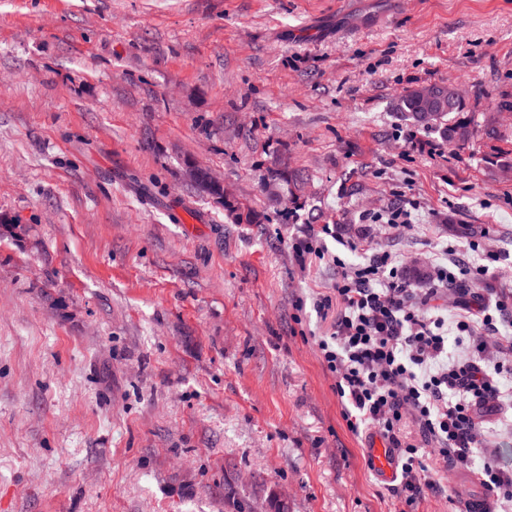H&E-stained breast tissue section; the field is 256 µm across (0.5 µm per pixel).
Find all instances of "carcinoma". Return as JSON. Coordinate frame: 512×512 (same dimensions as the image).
<instances>
[{
  "instance_id": "1",
  "label": "carcinoma",
  "mask_w": 512,
  "mask_h": 512,
  "mask_svg": "<svg viewBox=\"0 0 512 512\" xmlns=\"http://www.w3.org/2000/svg\"><path fill=\"white\" fill-rule=\"evenodd\" d=\"M441 99L438 103V117L430 124L419 120L420 102L416 91L411 89L398 98L396 111L407 121L427 130H432L451 146L465 145L471 136V118L464 114V104L448 97V87L438 86Z\"/></svg>"
}]
</instances>
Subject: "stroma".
<instances>
[{
	"instance_id": "35a3bbf8",
	"label": "stroma",
	"mask_w": 512,
	"mask_h": 512,
	"mask_svg": "<svg viewBox=\"0 0 512 512\" xmlns=\"http://www.w3.org/2000/svg\"><path fill=\"white\" fill-rule=\"evenodd\" d=\"M428 84L464 147L395 112ZM1 215L0 512H451L368 466L314 303L350 241L512 291V0H0ZM310 224L339 234L301 266ZM478 421L502 458L512 404ZM441 99L438 103L439 112L438 117L431 124H422L419 120V109L420 102L417 96L423 103L426 104L421 117L424 123H430L433 118V113L427 106L437 96L438 92L431 85L420 86L408 90L405 94L398 98L396 104V111L401 115L404 120L412 122L427 130L435 131L440 135L442 139L448 142L451 146H464L470 139L471 136V118L464 115V104L463 102L453 101L448 97V93L457 99H461L459 90L448 85H437ZM364 219L372 224H388L390 228L399 229L412 224V212L403 207H393L383 213H367Z\"/></svg>"
}]
</instances>
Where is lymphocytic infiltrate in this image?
<instances>
[{"label": "lymphocytic infiltrate", "mask_w": 512, "mask_h": 512, "mask_svg": "<svg viewBox=\"0 0 512 512\" xmlns=\"http://www.w3.org/2000/svg\"><path fill=\"white\" fill-rule=\"evenodd\" d=\"M489 266L433 268L428 288H416L399 274V261L387 252L345 267L335 297L316 300L317 311L339 310L318 342L322 360L336 378L335 391L353 434L385 440L401 481L395 494L413 504L441 488L439 467L477 473L485 493L501 512H512V470L495 459L477 460L481 446L477 413L503 397L498 381L483 364V343L466 359L448 361V332L439 302L452 297L457 331L493 329L497 315L512 312L500 300L495 313L461 300L465 282L490 277ZM414 423L416 436L405 426Z\"/></svg>", "instance_id": "lymphocytic-infiltrate-1"}]
</instances>
